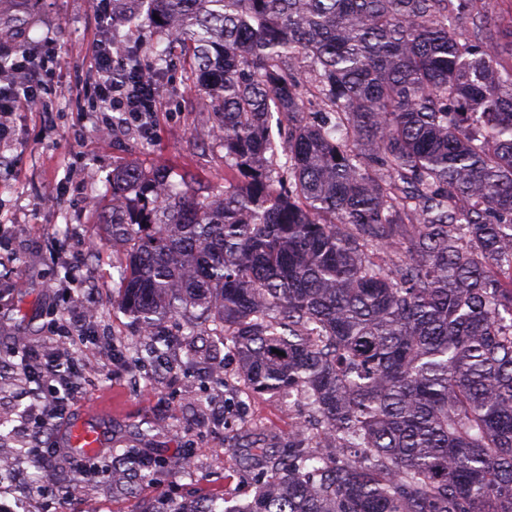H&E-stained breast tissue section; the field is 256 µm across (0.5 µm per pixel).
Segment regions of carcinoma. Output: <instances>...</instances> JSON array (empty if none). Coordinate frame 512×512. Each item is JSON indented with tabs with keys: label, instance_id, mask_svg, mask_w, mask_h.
I'll use <instances>...</instances> for the list:
<instances>
[{
	"label": "carcinoma",
	"instance_id": "obj_1",
	"mask_svg": "<svg viewBox=\"0 0 512 512\" xmlns=\"http://www.w3.org/2000/svg\"><path fill=\"white\" fill-rule=\"evenodd\" d=\"M220 106L224 194L112 171L118 305L238 356L313 423L252 499L168 512H512V11L484 0H112ZM464 20L473 36L453 22ZM281 351L277 355L273 350ZM150 476L126 451L112 481Z\"/></svg>",
	"mask_w": 512,
	"mask_h": 512
}]
</instances>
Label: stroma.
Wrapping results in <instances>:
<instances>
[{"label":"stroma","instance_id":"stroma-1","mask_svg":"<svg viewBox=\"0 0 512 512\" xmlns=\"http://www.w3.org/2000/svg\"><path fill=\"white\" fill-rule=\"evenodd\" d=\"M97 10V0H0V18L13 23L0 48L29 52L66 88L91 83L88 61L99 40L111 43L115 60L135 49L143 63H153L155 28L146 24L115 35L101 25ZM156 81L160 107L148 134L120 123L111 136H100L102 113L70 94L54 99L52 120L32 109L15 113L0 128V151L7 158L0 166V348L18 336L43 340L49 312L69 320L90 304L98 317L87 322L88 333L112 339L121 357L116 368L109 349H80L87 383L51 431L57 454L43 474L31 458H15L22 478L0 479L1 503L23 498L35 502L36 512H162L171 498L228 494L242 501L264 475L244 464L238 446L254 442L283 449L307 417L303 401L248 394L216 378L213 364L235 373L236 357L226 353L219 337L187 339L180 320L166 325L170 348L164 357L143 364L135 354L143 338L117 306V271L127 248L112 236L113 170L164 167L201 197L224 192V148L212 136L217 118L203 105L186 61L172 58ZM24 388L11 359L0 360V420L14 429L11 444L0 446L4 454L24 441L18 429ZM146 421L158 427L149 441L136 432ZM79 426L103 435L94 459L107 462L136 448L158 461V468L149 479L131 477L124 489L113 486L106 469L76 480L73 462L83 452L70 446L69 435ZM188 448L194 451L189 470L166 468L167 460ZM75 480L79 489L68 492Z\"/></svg>","mask_w":512,"mask_h":512}]
</instances>
